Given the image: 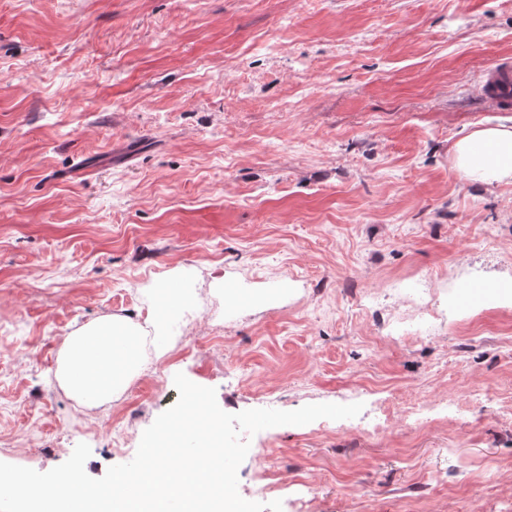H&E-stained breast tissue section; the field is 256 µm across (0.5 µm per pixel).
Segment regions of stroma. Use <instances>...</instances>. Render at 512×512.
Returning <instances> with one entry per match:
<instances>
[{"label":"stroma","instance_id":"obj_1","mask_svg":"<svg viewBox=\"0 0 512 512\" xmlns=\"http://www.w3.org/2000/svg\"><path fill=\"white\" fill-rule=\"evenodd\" d=\"M497 59L512 0H0V462L102 477L181 373L363 404L250 437L244 499L268 467L282 512H512V180L452 154L512 125ZM107 316L141 368L87 410L58 366ZM486 92L500 103L512 100V67L502 60L491 64L487 70Z\"/></svg>","mask_w":512,"mask_h":512}]
</instances>
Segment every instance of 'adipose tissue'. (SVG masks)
<instances>
[{"label": "adipose tissue", "mask_w": 512, "mask_h": 512, "mask_svg": "<svg viewBox=\"0 0 512 512\" xmlns=\"http://www.w3.org/2000/svg\"><path fill=\"white\" fill-rule=\"evenodd\" d=\"M460 176L488 185L512 179V127L474 131L453 147ZM134 326L104 318L67 337L60 377L81 403L98 406L121 392L139 367Z\"/></svg>", "instance_id": "1"}]
</instances>
